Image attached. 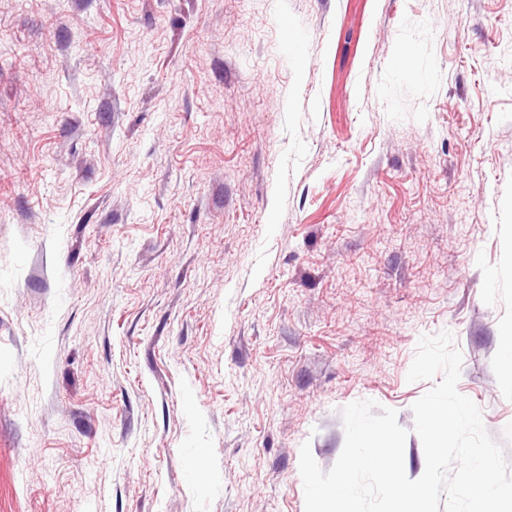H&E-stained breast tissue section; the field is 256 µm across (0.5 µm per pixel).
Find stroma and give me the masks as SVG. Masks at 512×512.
I'll return each instance as SVG.
<instances>
[{"label": "stroma", "instance_id": "stroma-1", "mask_svg": "<svg viewBox=\"0 0 512 512\" xmlns=\"http://www.w3.org/2000/svg\"><path fill=\"white\" fill-rule=\"evenodd\" d=\"M512 0H0V512H304L421 336L512 461Z\"/></svg>", "mask_w": 512, "mask_h": 512}]
</instances>
